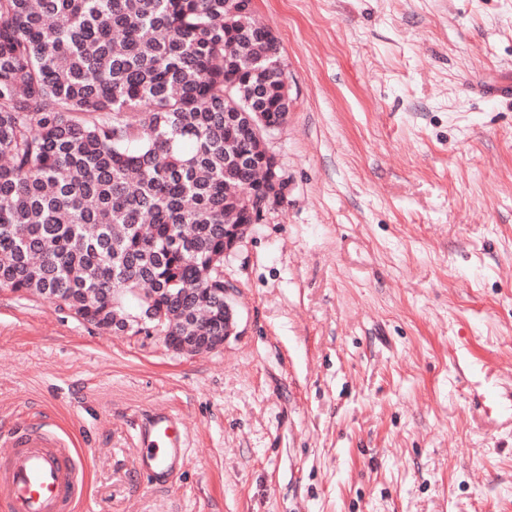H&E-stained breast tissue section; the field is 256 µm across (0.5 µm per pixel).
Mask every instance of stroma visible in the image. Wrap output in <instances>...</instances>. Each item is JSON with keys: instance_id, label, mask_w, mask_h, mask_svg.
Listing matches in <instances>:
<instances>
[{"instance_id": "1", "label": "stroma", "mask_w": 512, "mask_h": 512, "mask_svg": "<svg viewBox=\"0 0 512 512\" xmlns=\"http://www.w3.org/2000/svg\"><path fill=\"white\" fill-rule=\"evenodd\" d=\"M288 78L282 202L194 357L0 289V434L51 417L92 512H512V0H254ZM157 407L189 448L137 467Z\"/></svg>"}]
</instances>
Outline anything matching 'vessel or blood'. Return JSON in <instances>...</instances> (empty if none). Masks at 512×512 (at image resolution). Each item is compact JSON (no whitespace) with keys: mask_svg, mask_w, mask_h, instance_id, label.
<instances>
[{"mask_svg":"<svg viewBox=\"0 0 512 512\" xmlns=\"http://www.w3.org/2000/svg\"><path fill=\"white\" fill-rule=\"evenodd\" d=\"M140 471L164 480L187 456L186 435L172 411L153 410L138 432ZM86 459L54 424L0 437V512H73L84 497Z\"/></svg>","mask_w":512,"mask_h":512,"instance_id":"obj_1","label":"vessel or blood"}]
</instances>
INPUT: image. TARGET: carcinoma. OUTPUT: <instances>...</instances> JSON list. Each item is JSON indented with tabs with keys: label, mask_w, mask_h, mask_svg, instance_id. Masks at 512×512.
<instances>
[{
	"label": "carcinoma",
	"mask_w": 512,
	"mask_h": 512,
	"mask_svg": "<svg viewBox=\"0 0 512 512\" xmlns=\"http://www.w3.org/2000/svg\"><path fill=\"white\" fill-rule=\"evenodd\" d=\"M235 9L0 0V288L60 296L91 324L189 288L155 303L224 333V225L249 221L257 113L283 117L277 44Z\"/></svg>",
	"instance_id": "cac0c4a2"
}]
</instances>
